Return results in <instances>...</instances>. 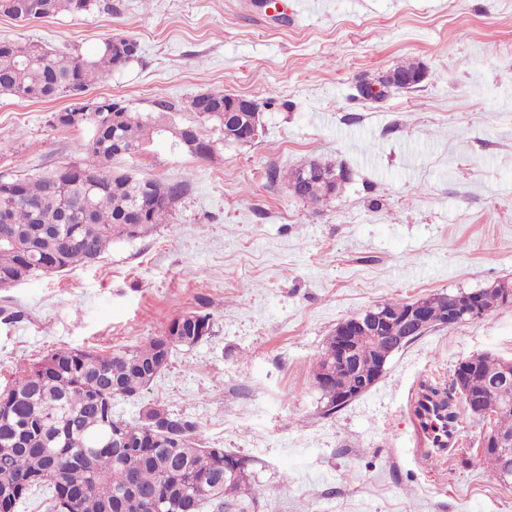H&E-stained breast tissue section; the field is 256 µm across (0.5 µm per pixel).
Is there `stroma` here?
<instances>
[{
    "mask_svg": "<svg viewBox=\"0 0 512 512\" xmlns=\"http://www.w3.org/2000/svg\"><path fill=\"white\" fill-rule=\"evenodd\" d=\"M111 9L19 22L0 40L86 55L129 35L137 58L89 97L193 127L207 157L155 136L118 160L138 177L187 181L169 223L113 243L98 262L0 288V388L59 348L142 344L173 317L211 313L212 335L178 350L135 399L189 417L209 448L251 459L256 512H512V485L477 459L483 424L460 410L458 444L429 456L412 413L460 362L512 359V307L437 327L396 352L380 381L323 415L313 372L336 325L396 298L512 280V0H111ZM424 80L374 100L405 62ZM226 90L263 102L256 140H224L189 109ZM69 97L0 99V178L81 161ZM346 171L319 205L269 183L312 160Z\"/></svg>",
    "mask_w": 512,
    "mask_h": 512,
    "instance_id": "1",
    "label": "stroma"
}]
</instances>
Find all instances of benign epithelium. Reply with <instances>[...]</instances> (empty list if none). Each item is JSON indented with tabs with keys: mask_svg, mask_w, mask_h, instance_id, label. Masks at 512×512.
<instances>
[{
	"mask_svg": "<svg viewBox=\"0 0 512 512\" xmlns=\"http://www.w3.org/2000/svg\"><path fill=\"white\" fill-rule=\"evenodd\" d=\"M422 80L421 73L393 71L384 77L381 83L371 85L370 93L379 96L390 88L408 90ZM245 112L249 114L248 124L240 126L237 116ZM259 115L260 106L252 97L234 94L230 101L224 104V123L232 127L240 126L245 138L254 139L258 136ZM172 134L190 153L197 156L206 153V148L195 129L174 128ZM315 175L330 184L340 179L335 172L319 171L304 165L297 169L289 182V191L297 197L301 196L304 184ZM490 294L497 295L504 305L512 303V288L498 281L482 291L449 296L442 321L430 317L425 302L417 299L394 310L374 307L340 322L333 331V336L336 338L335 362L337 371L348 378L349 386L345 390L333 388L320 375L314 376L315 386L327 392L330 401L338 404L348 403L362 396L381 379L388 364V357L409 344L415 335L432 327L476 321L487 316L492 311V307L488 304ZM363 340L379 352L375 361L365 369L361 368L356 360L357 343ZM476 371L475 361L468 359L461 362L457 370V385L462 389L466 388L468 380ZM510 388H512V360H504L500 374L489 382L485 394L472 403L475 412L488 422L498 412L511 409L512 399H507ZM480 451L493 454L500 459L498 479L504 484L511 485L512 439L498 435L489 424L486 426Z\"/></svg>",
	"mask_w": 512,
	"mask_h": 512,
	"instance_id": "obj_1",
	"label": "benign epithelium"
}]
</instances>
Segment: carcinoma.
Listing matches in <instances>:
<instances>
[{"label": "carcinoma", "instance_id": "obj_1", "mask_svg": "<svg viewBox=\"0 0 512 512\" xmlns=\"http://www.w3.org/2000/svg\"><path fill=\"white\" fill-rule=\"evenodd\" d=\"M93 0H0V14L20 20L80 12ZM128 36L104 39L89 55L66 56L39 44L0 41V98L51 101L75 99L68 112L85 111L88 87L112 75L136 58ZM212 114L203 120L224 123L225 91L205 93ZM78 127L87 137L77 151L88 162L73 164L61 182L48 170L18 179V190L0 198L13 246L0 244V281H21L36 274L47 259L58 272L97 262L112 243L147 235L167 224L173 204L185 193L183 181L161 182L114 170L113 162L144 150L154 133L153 121L132 112L122 102L100 100L86 111ZM96 189L84 223H64L62 202L78 201L87 181ZM161 187L165 199L154 203L146 222L134 224L128 209L134 200ZM329 195L313 180L303 200L318 204ZM192 320L177 326L173 318L141 346L99 352L59 348L30 364L24 374L0 392V512H16L20 502L43 487L50 492V512H248L259 493L251 460L202 448L197 425L159 404L144 407L137 419L113 414L117 398L140 395L157 377L152 365L171 358L181 347H193L205 337L199 324L213 332L208 312H190ZM435 401L442 428L454 426L453 398L436 387L421 393ZM128 441L125 448L112 441Z\"/></svg>", "mask_w": 512, "mask_h": 512}]
</instances>
